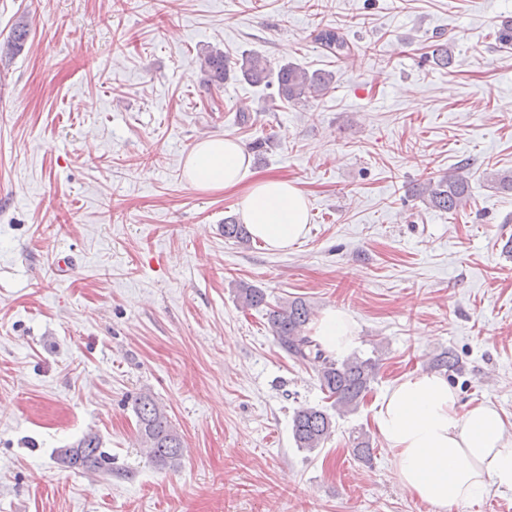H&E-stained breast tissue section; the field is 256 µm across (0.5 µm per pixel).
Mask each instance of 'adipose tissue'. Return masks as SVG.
I'll return each mask as SVG.
<instances>
[{"label": "adipose tissue", "mask_w": 512, "mask_h": 512, "mask_svg": "<svg viewBox=\"0 0 512 512\" xmlns=\"http://www.w3.org/2000/svg\"><path fill=\"white\" fill-rule=\"evenodd\" d=\"M184 168L190 184L203 192L246 184L241 220L269 248L285 250L306 237L304 192L285 179L249 181V156L238 140L199 141ZM313 336L339 358L357 344L352 317L337 309L322 313ZM372 422L392 453L400 486L437 512L479 500L495 486L512 490V434L499 409L481 403L459 412L458 394L443 375L404 376L383 394Z\"/></svg>", "instance_id": "obj_1"}]
</instances>
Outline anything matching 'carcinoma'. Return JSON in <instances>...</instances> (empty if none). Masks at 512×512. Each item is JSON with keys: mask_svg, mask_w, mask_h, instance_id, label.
<instances>
[{"mask_svg": "<svg viewBox=\"0 0 512 512\" xmlns=\"http://www.w3.org/2000/svg\"><path fill=\"white\" fill-rule=\"evenodd\" d=\"M321 48L338 60L354 55V45L347 36L335 29L322 31L317 38ZM433 63L441 68L454 65V47L449 41L432 45ZM201 68L207 82L222 85L230 80L231 73L239 71L242 79L254 86L277 84V96L288 103H302L327 93L333 82L329 72L313 73L294 64L285 63L274 70L267 60L255 53H242L231 62L221 49H212L201 58ZM469 197L468 179L459 173H450L423 184L419 198L430 208L453 213L466 205ZM224 238L240 245H249L252 237L245 225L235 218L224 220ZM236 297L244 308H258L266 304L262 289L242 285L236 289ZM273 336L288 357L315 366L322 391L332 400V408L338 414L357 410L370 390L378 369V360L351 356L341 361L332 358L321 345L307 334L311 310L302 300L295 299L273 309L268 314ZM432 368L439 371L457 370V359L449 351H443L432 360ZM134 413L141 444L147 448V456L162 469H174L181 464L183 441L172 424L165 408L155 398L144 393L135 399ZM333 415L322 407L299 409L292 420V437L296 448L313 452L331 436ZM59 461L67 468L91 473H112L110 457L102 450L100 438L89 433L71 448L58 451Z\"/></svg>", "mask_w": 512, "mask_h": 512, "instance_id": "1", "label": "carcinoma"}]
</instances>
